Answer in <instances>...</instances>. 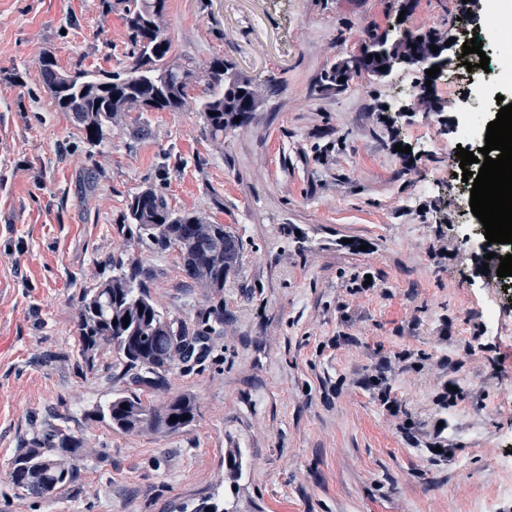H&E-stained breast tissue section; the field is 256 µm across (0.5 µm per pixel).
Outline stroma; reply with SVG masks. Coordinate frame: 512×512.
Returning a JSON list of instances; mask_svg holds the SVG:
<instances>
[{"label": "stroma", "mask_w": 512, "mask_h": 512, "mask_svg": "<svg viewBox=\"0 0 512 512\" xmlns=\"http://www.w3.org/2000/svg\"><path fill=\"white\" fill-rule=\"evenodd\" d=\"M127 0H0V472L47 427L80 434L81 470L55 499L0 484V512H512V285L503 245L480 249L458 178L465 114L493 119L512 84L456 0H167L173 48L272 81L215 143L196 112H146L91 146L52 101L61 69L130 63ZM453 29L484 40L420 95L401 66L340 89L326 70L370 34ZM410 153L397 152V145ZM243 238L224 325L148 392L190 394L175 433L92 416L129 389L114 356H77V300L137 260L158 309L197 328L209 307L174 253L119 234L147 188ZM367 250H360V243ZM442 442L448 456L429 451Z\"/></svg>", "instance_id": "obj_1"}]
</instances>
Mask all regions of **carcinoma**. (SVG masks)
Returning a JSON list of instances; mask_svg holds the SVG:
<instances>
[{
    "mask_svg": "<svg viewBox=\"0 0 512 512\" xmlns=\"http://www.w3.org/2000/svg\"><path fill=\"white\" fill-rule=\"evenodd\" d=\"M131 2L126 22L134 50L128 72L92 76L83 71L67 83L68 72L54 56L41 58L44 83L54 103L72 113L86 140L101 144L112 127L141 110L144 99L159 93L162 97L156 110L200 113L204 132L214 141L246 125L256 112L253 100L262 97V89L221 58L199 63L188 54L175 53L162 28L166 0ZM397 52L398 47L391 45L380 58H367L359 70L380 77L384 75L380 68L389 67ZM117 230L135 233L138 241L152 250L177 252L184 273L195 287L203 289L212 305L202 330L192 331L185 322L165 316L151 300L135 261L118 264L107 279L84 289L77 316L78 356L92 371L103 353L115 352L132 385L97 406L94 414L122 432H133L145 424L162 432H178L194 421V399L181 394L156 411L147 405L141 391L162 385L176 362L187 357L188 347L199 345L224 325V284L238 272L243 242L229 225L214 224L196 211L172 209L153 187L129 200ZM125 317L130 319L127 325ZM79 445V437L66 428L47 430L35 447L13 461V488L52 498L75 481L80 470L74 459Z\"/></svg>",
    "mask_w": 512,
    "mask_h": 512,
    "instance_id": "obj_1",
    "label": "carcinoma"
}]
</instances>
